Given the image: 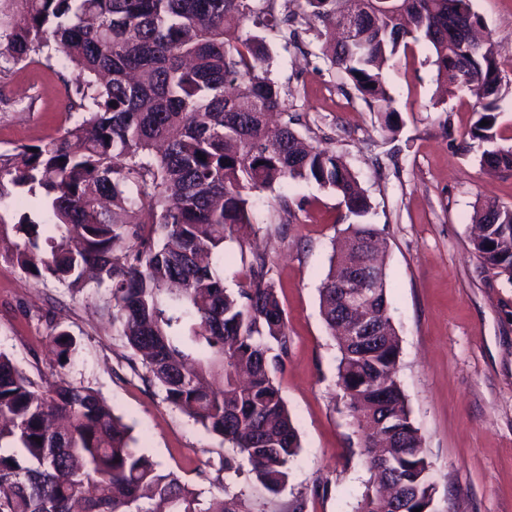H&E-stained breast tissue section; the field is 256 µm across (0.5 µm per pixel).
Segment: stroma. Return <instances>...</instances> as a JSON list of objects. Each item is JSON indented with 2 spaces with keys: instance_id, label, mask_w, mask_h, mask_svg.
Wrapping results in <instances>:
<instances>
[{
  "instance_id": "stroma-1",
  "label": "stroma",
  "mask_w": 512,
  "mask_h": 512,
  "mask_svg": "<svg viewBox=\"0 0 512 512\" xmlns=\"http://www.w3.org/2000/svg\"><path fill=\"white\" fill-rule=\"evenodd\" d=\"M473 4L512 81V0ZM273 8L279 17L297 14V41L266 34L270 76L288 115L306 141L343 156L370 202L367 222L388 243L398 381L431 462L433 510L512 512V284L481 264L471 242L475 205L512 207V173L481 167L480 148L469 144L475 100L466 92L440 96L425 43L385 70L399 114L392 133L323 55L319 22L298 14L295 0H274ZM62 68L59 59L0 65V151L41 144L71 125ZM348 224L333 191L292 181L254 192L252 225L224 247V284L232 288L243 279L241 243L260 245L288 318V358L276 381L301 448L278 493L265 490L246 463L238 474H217L226 444L130 368V350L102 314L105 289L74 296L0 262V351L33 378L54 381L60 370L41 324L54 319L79 343L62 370L66 379L99 390L132 426L135 449L204 498L236 493L242 512H291L297 500L304 512H354L369 471L337 385L339 352L318 291Z\"/></svg>"
}]
</instances>
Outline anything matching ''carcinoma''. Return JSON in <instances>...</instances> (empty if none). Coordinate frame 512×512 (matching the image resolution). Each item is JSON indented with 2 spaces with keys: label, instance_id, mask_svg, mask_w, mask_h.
Masks as SVG:
<instances>
[{
  "label": "carcinoma",
  "instance_id": "1",
  "mask_svg": "<svg viewBox=\"0 0 512 512\" xmlns=\"http://www.w3.org/2000/svg\"><path fill=\"white\" fill-rule=\"evenodd\" d=\"M0 7V60L61 57L73 78L64 133L31 151H0V201L44 205L50 222L27 212L0 217L13 237L3 262L37 283L73 294L109 292L112 322L164 400L229 444L220 469L246 458L270 493L285 485L300 440L275 373L288 356V321L268 258L250 253L245 282L224 287L203 257L224 255L236 228L252 224V192L287 181L334 191L349 238L368 242L365 259L384 264L380 232L360 219L370 205L343 157L307 145L286 121L279 87L265 68L267 47L238 18L265 29L276 17L254 0H7ZM330 44L325 55L362 100L391 126L395 110L383 68L410 42L432 48L440 82L476 91L471 139L480 163L512 171V147L498 144L500 103L512 92L496 43L458 44L483 27L473 0H352L358 17L344 33L336 0H301ZM487 124H481V121ZM481 263L512 283V208H476ZM355 258L332 253L319 288L321 315L341 353L338 385L363 432L371 479L357 512H431V463L397 380L400 347L387 289L374 306L385 335L359 349L336 333V280ZM55 361L78 351L71 331L46 320ZM131 428L96 389L64 377L43 386L0 351V512H240L238 496L210 503L176 473L131 448ZM392 488L394 499L379 495Z\"/></svg>",
  "mask_w": 512,
  "mask_h": 512
}]
</instances>
